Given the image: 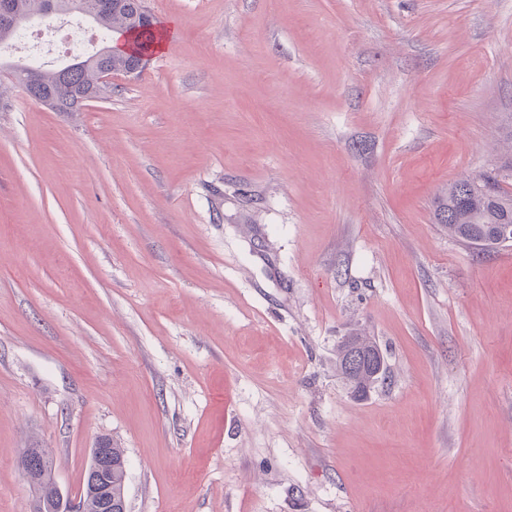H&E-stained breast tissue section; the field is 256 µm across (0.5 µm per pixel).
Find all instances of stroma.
I'll return each instance as SVG.
<instances>
[{
  "label": "stroma",
  "mask_w": 512,
  "mask_h": 512,
  "mask_svg": "<svg viewBox=\"0 0 512 512\" xmlns=\"http://www.w3.org/2000/svg\"><path fill=\"white\" fill-rule=\"evenodd\" d=\"M144 5L176 36L81 111L0 80V512L105 436L127 512H512V245L434 217L512 192V0ZM350 346H360L361 348L376 350L380 355L382 353H380L381 351L379 350L375 340H373L370 336H346L337 346V371L350 385L354 395L358 397H363L368 392H370V390L374 388L375 384L385 375L386 364L384 366V370L377 376H374L376 370L368 367L357 370L355 372H348L345 369L344 362L347 355V351L349 350ZM382 359H384V356ZM19 466L29 484L37 485L38 500L50 501L57 494L56 484L53 480L47 481L51 476V457L45 448H25ZM45 482V483H43ZM42 483V484H40Z\"/></svg>",
  "instance_id": "35a3bbf8"
}]
</instances>
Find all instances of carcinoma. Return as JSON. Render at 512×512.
Wrapping results in <instances>:
<instances>
[{"instance_id":"1","label":"carcinoma","mask_w":512,"mask_h":512,"mask_svg":"<svg viewBox=\"0 0 512 512\" xmlns=\"http://www.w3.org/2000/svg\"><path fill=\"white\" fill-rule=\"evenodd\" d=\"M143 9L142 0H120L119 9L112 14L103 15L97 25L105 35L112 30L127 31L135 24L129 19L140 14ZM41 90L52 99L49 108L55 112H74L83 105V100L90 95H102L96 86L95 67L89 66L72 74L68 80L61 81L53 69L40 71ZM472 181L462 178L450 186L438 200L437 216L439 223L448 228V235L457 240L471 244V240L488 235L498 224L512 225V196L495 187L494 197L486 198L477 193L462 205L458 202L456 192L460 186ZM351 346H360L376 350L378 346L369 336H346L336 349V369L350 385L354 395L365 396L382 375L375 374L372 368H364L355 372L345 369V358ZM112 502L119 503L124 498L125 480L123 467L126 463L125 451L117 444H112Z\"/></svg>"}]
</instances>
